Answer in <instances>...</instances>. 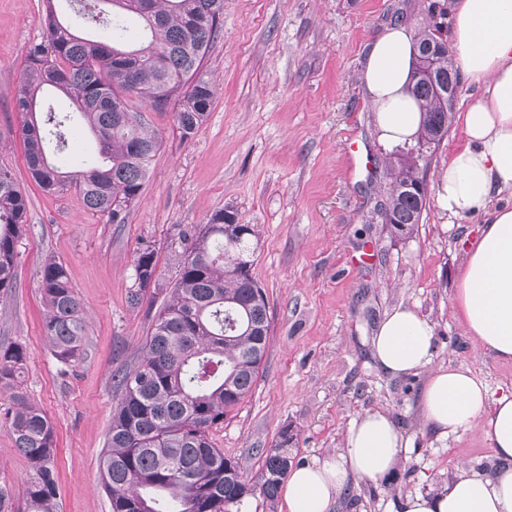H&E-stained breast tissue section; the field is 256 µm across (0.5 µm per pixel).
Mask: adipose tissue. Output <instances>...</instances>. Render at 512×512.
I'll return each instance as SVG.
<instances>
[{
	"mask_svg": "<svg viewBox=\"0 0 512 512\" xmlns=\"http://www.w3.org/2000/svg\"><path fill=\"white\" fill-rule=\"evenodd\" d=\"M451 47L456 67L485 91L458 120L464 140L435 183L438 207L454 217L482 214L465 239L454 312L464 336L497 358L512 360V0H454ZM417 53L404 24L387 26L370 44L364 81L381 140L417 139L422 114L408 92ZM435 330L415 308L388 312L373 338L380 368L394 378L424 374L419 418L441 438L481 429L495 466H457L437 487L390 501L387 512H512V390L492 396L466 367L434 365ZM409 439L385 409L353 419L340 452L291 469L282 488L288 512H334L353 481L378 484L406 458Z\"/></svg>",
	"mask_w": 512,
	"mask_h": 512,
	"instance_id": "adipose-tissue-1",
	"label": "adipose tissue"
}]
</instances>
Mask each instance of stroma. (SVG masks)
Segmentation results:
<instances>
[{
  "label": "stroma",
  "mask_w": 512,
  "mask_h": 512,
  "mask_svg": "<svg viewBox=\"0 0 512 512\" xmlns=\"http://www.w3.org/2000/svg\"><path fill=\"white\" fill-rule=\"evenodd\" d=\"M452 0H224V29L205 61L217 81L204 124L181 139L173 111L130 100L159 150L125 223L89 211L76 191L48 194L31 180L15 106L27 47L46 30L45 0H0V166L28 196L17 246V286L0 300V348L25 346L17 384L0 385V410L17 396L40 406L55 431L60 512H110L100 460L117 402L114 375L139 359L164 292L127 304L137 247L153 245L163 283L177 263L178 227L229 207L257 225L254 275L269 303V342L252 393L211 435L257 480L261 453L289 432L295 464L338 452L351 420L389 409L415 446L396 478L353 482L336 512H384L388 500L446 481L463 460L493 462L478 429L442 440L418 427L423 375L393 378L371 345L384 314L417 308L435 326V363L465 366L492 392L512 390V361L474 347L452 310L462 240L482 216L451 218L427 198L419 224L398 233L373 212L384 199L393 149L380 142L363 83L371 41L396 9L419 27L429 5ZM63 264L86 311L72 366L43 333L38 272ZM31 467L0 426V487L23 512Z\"/></svg>",
  "instance_id": "1"
}]
</instances>
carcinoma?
Instances as JSON below:
<instances>
[{"label": "carcinoma", "instance_id": "carcinoma-1", "mask_svg": "<svg viewBox=\"0 0 512 512\" xmlns=\"http://www.w3.org/2000/svg\"><path fill=\"white\" fill-rule=\"evenodd\" d=\"M46 2L45 35L26 49L15 94L25 117L29 174L41 190L74 189L88 210L123 224L126 217L114 204L139 198L159 148L129 98L136 96L156 111L174 107L181 138L196 134L214 99L215 82L204 60L221 34L224 0H68L77 4L78 23L112 26L111 35L97 40L78 35L67 10L59 13L54 0ZM129 16L140 21L136 43L126 25ZM417 40L418 58L430 59L432 67L427 74L417 64L412 77L424 129L416 144L394 152L386 204L375 209L382 223L398 231L420 221L428 158L448 134L460 92L444 23H428ZM179 79L186 88L172 96L169 86ZM54 90L70 97L75 112L56 111ZM76 119L87 125L96 149L82 169L62 172L53 153L65 149L67 125ZM27 208L12 171L0 167L1 300L16 287L17 243ZM258 239L255 225L238 223L237 214L226 208L200 228H178L171 241L178 274L170 295L140 359L115 380L118 402L101 458L111 512H227L256 494L269 504L276 500L292 467L288 431L265 453L256 483L210 436L252 392L268 346L269 336L260 335L269 327L268 300L251 272ZM133 272L127 302L137 308L146 293L143 285H159L153 246L136 249ZM39 285L46 303L45 337L56 360L69 366L82 353L84 307L55 260L42 266ZM28 357L20 345L0 351V383L14 384ZM0 424L31 464L25 512H58L51 420L20 397L0 415Z\"/></svg>", "mask_w": 512, "mask_h": 512}]
</instances>
